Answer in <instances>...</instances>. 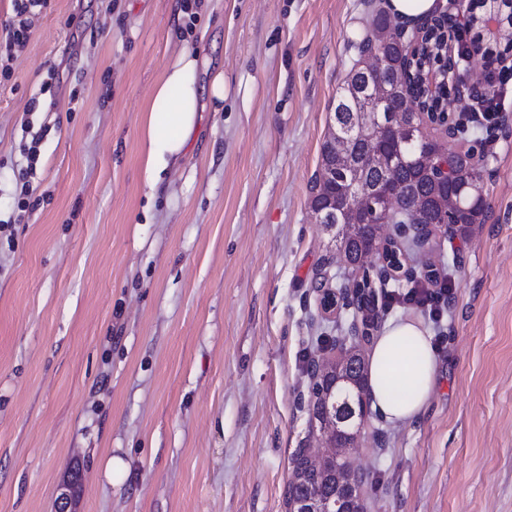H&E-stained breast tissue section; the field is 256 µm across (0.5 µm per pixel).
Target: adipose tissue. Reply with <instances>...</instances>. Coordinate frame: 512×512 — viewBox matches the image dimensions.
<instances>
[{"instance_id": "ef3b65f1", "label": "adipose tissue", "mask_w": 512, "mask_h": 512, "mask_svg": "<svg viewBox=\"0 0 512 512\" xmlns=\"http://www.w3.org/2000/svg\"><path fill=\"white\" fill-rule=\"evenodd\" d=\"M197 69L196 57L183 51L165 68L145 106L140 158L149 184H157L159 173L187 154L199 117ZM436 366L431 338L420 323H390L369 359L373 408L394 423L418 418L436 386Z\"/></svg>"}]
</instances>
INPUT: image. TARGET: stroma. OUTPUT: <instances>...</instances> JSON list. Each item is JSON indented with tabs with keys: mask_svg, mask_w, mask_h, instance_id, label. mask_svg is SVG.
<instances>
[{
	"mask_svg": "<svg viewBox=\"0 0 512 512\" xmlns=\"http://www.w3.org/2000/svg\"><path fill=\"white\" fill-rule=\"evenodd\" d=\"M49 0L0 82V512H285L290 456L309 438L310 360L349 333L314 289L338 269L310 207L336 93L388 0ZM198 57L183 162L149 187L142 112L166 64ZM37 108H30L31 99ZM469 124L486 211L440 227L376 281L378 330L442 335L417 419L377 411L350 451L367 512H512V93ZM39 137L27 169L24 145ZM447 269L441 321L404 301Z\"/></svg>",
	"mask_w": 512,
	"mask_h": 512,
	"instance_id": "35a3bbf8",
	"label": "stroma"
}]
</instances>
